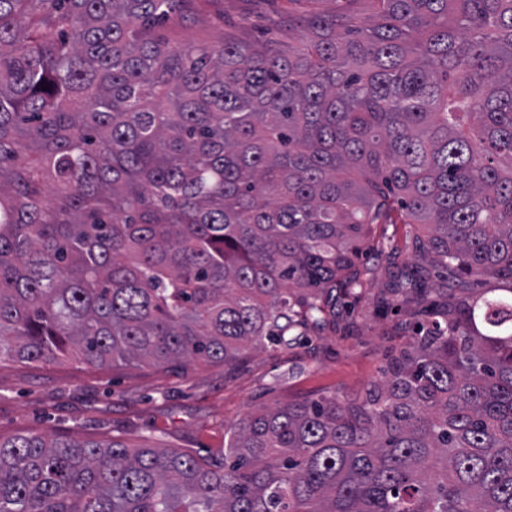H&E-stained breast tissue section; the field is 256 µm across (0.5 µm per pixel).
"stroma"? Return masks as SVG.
Listing matches in <instances>:
<instances>
[{
    "mask_svg": "<svg viewBox=\"0 0 512 512\" xmlns=\"http://www.w3.org/2000/svg\"><path fill=\"white\" fill-rule=\"evenodd\" d=\"M304 0H216L161 28L182 42L223 38L261 49L299 45L288 27ZM406 224H377L367 264L374 271L353 298L354 311L336 331L313 333L288 350L250 348L234 368L221 363L157 367H89L68 361L0 365V433L34 432L120 439L151 436L209 463L224 458V430L277 404L334 395L352 398L377 382L407 341L404 312H382L376 299L404 267H415Z\"/></svg>",
    "mask_w": 512,
    "mask_h": 512,
    "instance_id": "35a3bbf8",
    "label": "stroma"
}]
</instances>
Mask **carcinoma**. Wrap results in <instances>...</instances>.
<instances>
[{
  "label": "carcinoma",
  "instance_id": "cac0c4a2",
  "mask_svg": "<svg viewBox=\"0 0 512 512\" xmlns=\"http://www.w3.org/2000/svg\"><path fill=\"white\" fill-rule=\"evenodd\" d=\"M195 0H0V362H222L336 330L374 224L512 282V0H359L288 51L158 34ZM383 379L250 414L207 465L0 435V512H512V288L381 308Z\"/></svg>",
  "mask_w": 512,
  "mask_h": 512
}]
</instances>
